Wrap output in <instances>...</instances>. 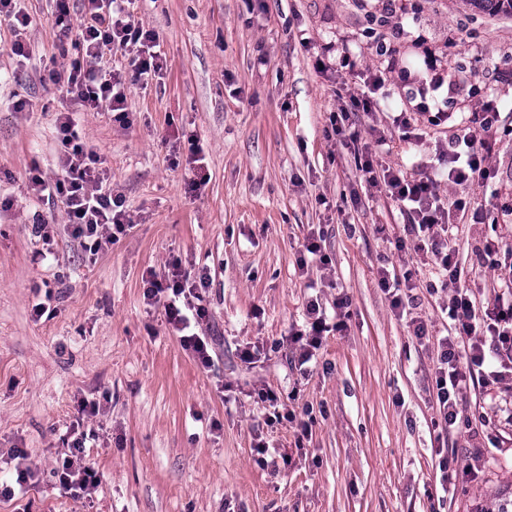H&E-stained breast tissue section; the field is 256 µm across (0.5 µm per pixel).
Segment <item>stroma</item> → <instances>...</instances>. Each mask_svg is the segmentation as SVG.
Wrapping results in <instances>:
<instances>
[{
	"label": "stroma",
	"instance_id": "obj_1",
	"mask_svg": "<svg viewBox=\"0 0 512 512\" xmlns=\"http://www.w3.org/2000/svg\"><path fill=\"white\" fill-rule=\"evenodd\" d=\"M136 0V22L159 39L162 71L126 81V123L80 112L87 147L100 157L132 226L93 255L66 231L60 203L28 189L33 173L61 172L56 118L70 101L45 81L79 52L54 24L51 0H23L32 23L30 56L18 63L0 20V482L15 481L10 451L24 449L40 482L32 512H478L489 495L512 492V378L464 390L471 430L443 431L435 377L448 320L445 293L422 284L432 269L397 251L408 214L370 187L352 145L326 134L331 113L365 91V73L385 68L375 45L399 25L402 64L425 51L448 57L463 92L449 111L468 117L496 98L512 126V17L462 0ZM334 44L358 70L318 72ZM408 86L392 80L373 116L365 149L414 173L454 129L419 123L428 144L399 142L393 113L408 110ZM491 164L494 185L441 186L444 202L489 208L512 196V139ZM200 190H190L197 174ZM59 225L53 245L35 220ZM385 232H378V225ZM323 233L329 265L299 267L311 231ZM512 247V223L460 225L452 243L465 269L459 285L493 301L500 283L480 267L486 239ZM412 270V315L429 334L413 336L378 285L380 258ZM208 269L204 295L214 364L202 369L182 349L164 310L144 301L148 271L171 259ZM347 297V327L298 365L275 340L302 328L318 300L328 320ZM49 301L43 316L34 304ZM250 350L254 363L241 361ZM270 389L308 420L267 425ZM99 402L86 453L101 476L80 498L50 475L77 402ZM268 446L266 454L257 444Z\"/></svg>",
	"mask_w": 512,
	"mask_h": 512
}]
</instances>
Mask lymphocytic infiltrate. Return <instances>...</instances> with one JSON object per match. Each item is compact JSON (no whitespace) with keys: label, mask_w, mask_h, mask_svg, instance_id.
Listing matches in <instances>:
<instances>
[{"label":"lymphocytic infiltrate","mask_w":512,"mask_h":512,"mask_svg":"<svg viewBox=\"0 0 512 512\" xmlns=\"http://www.w3.org/2000/svg\"><path fill=\"white\" fill-rule=\"evenodd\" d=\"M86 18L74 23L70 0H54L55 24L69 36L81 56L73 60L66 72L50 68L49 81L63 83L65 93L74 105L84 110L123 112L126 78L121 70L102 65L104 50L135 48L130 61L137 80L146 82L159 75L162 64L155 50L157 34L135 23L129 10L132 0H83ZM400 78L411 87L417 110L432 112L434 124L448 122L451 114L448 102L459 96L461 87L448 75V64L442 56L433 54L424 59L422 76H412L407 67L388 64L386 69L368 72L367 93L351 97L347 109L333 113L330 125L333 133L350 144L364 138L363 128L353 122V115L372 112L376 93L391 78ZM58 130L61 142L62 174L55 179L40 175L30 178L31 190L58 199L68 218V229L86 250L99 253L118 242L128 228V219L121 196L112 192L95 152L88 150L72 112L60 113ZM501 125V112L496 99H484L477 112L457 124L453 139L440 145L439 164L431 170L410 176L363 154L358 163L371 186H385L390 196L400 201L410 222L408 238L397 239V251L413 249L429 259L435 270L427 281V292L440 290L448 294L445 312L451 322L448 336L439 342L436 388L439 413L446 428H456L465 419L459 408L464 389L474 381L473 368H481L485 378L505 379L512 371V262L502 261L494 241H485L476 254L478 263L490 265L501 281L498 293L484 314H477L472 293L458 289L463 270L454 260L448 239L464 218L473 223L512 222V201L497 205L494 213L469 210L464 200L451 204L441 201V182L455 185H484L494 181L496 173L490 164L497 140L507 135ZM209 285L207 273L191 275L179 261L169 262L164 275H150L145 297L149 304L163 307L166 321L179 337L182 348L189 351L203 367L213 363L212 345L197 329L206 322L209 313L203 304L202 290ZM308 326L292 331L285 343L299 364L310 362L320 349L326 333L343 330L344 322L327 324L317 302L307 307ZM80 418L67 428L62 441L67 454L54 468L52 476L61 488L88 496L101 482L98 471L86 458L89 434L83 419L100 412L96 401L78 403Z\"/></svg>","instance_id":"f902f5d3"}]
</instances>
